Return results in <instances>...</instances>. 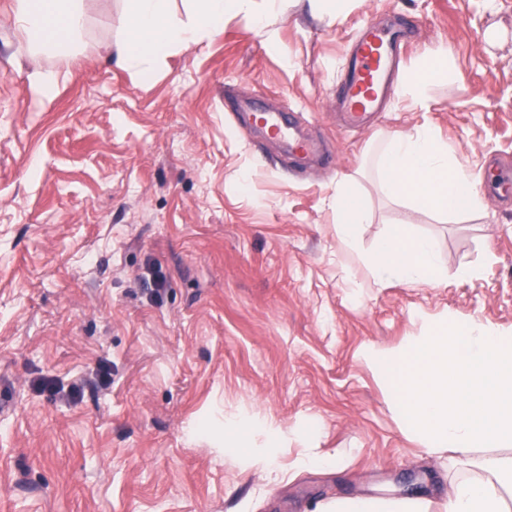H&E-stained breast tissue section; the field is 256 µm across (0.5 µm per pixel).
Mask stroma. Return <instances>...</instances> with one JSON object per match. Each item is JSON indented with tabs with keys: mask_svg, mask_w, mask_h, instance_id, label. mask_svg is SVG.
Segmentation results:
<instances>
[{
	"mask_svg": "<svg viewBox=\"0 0 512 512\" xmlns=\"http://www.w3.org/2000/svg\"><path fill=\"white\" fill-rule=\"evenodd\" d=\"M0 0V512H314L339 497L448 512L466 454L406 435L362 360L429 318L512 329V0H351L336 18L284 4L267 35L243 16L150 78L111 66L122 0H84L73 57L31 59ZM412 23L403 72L448 55L423 100L391 90L365 131L336 90L365 20ZM57 73L45 90L34 71ZM228 95L291 113L333 149L310 169L241 122ZM432 129L474 176L483 211L446 219L387 196L363 155L379 135ZM361 197L371 249L386 224L434 239L447 285H375L336 244L333 201ZM478 278L457 279L460 266ZM110 383L92 384L100 369ZM82 384L64 400L38 382ZM289 434L266 474L224 452ZM302 422L318 423L306 440ZM313 449L324 463L298 467ZM340 466H331V459Z\"/></svg>",
	"mask_w": 512,
	"mask_h": 512,
	"instance_id": "35a3bbf8",
	"label": "stroma"
}]
</instances>
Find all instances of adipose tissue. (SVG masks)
<instances>
[{
	"label": "adipose tissue",
	"mask_w": 512,
	"mask_h": 512,
	"mask_svg": "<svg viewBox=\"0 0 512 512\" xmlns=\"http://www.w3.org/2000/svg\"><path fill=\"white\" fill-rule=\"evenodd\" d=\"M84 0H15L14 23L31 55L65 53L81 38ZM128 33L110 47L116 66L150 77L175 50L200 41L223 26L233 12H245L252 28L263 29L278 0L264 9H245L244 0H191L178 15L169 0H123ZM374 175L382 189L415 209L442 217L476 213L483 200L470 171L447 142L419 127L394 135L378 151ZM336 237L375 281L412 288L447 282L435 242L387 225L371 251H361L359 227L368 215L349 190L336 194ZM362 358L384 385L404 432L434 453L480 452L477 474L451 481L448 512H512V331L477 318L435 321L405 347H366Z\"/></svg>",
	"instance_id": "obj_1"
}]
</instances>
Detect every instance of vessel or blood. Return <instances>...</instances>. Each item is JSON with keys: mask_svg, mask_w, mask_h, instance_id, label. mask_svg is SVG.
Instances as JSON below:
<instances>
[{"mask_svg": "<svg viewBox=\"0 0 512 512\" xmlns=\"http://www.w3.org/2000/svg\"><path fill=\"white\" fill-rule=\"evenodd\" d=\"M400 43V32L365 23L354 45L347 78L337 93L348 125L359 126L368 113L377 111L394 82ZM265 128L272 138L286 143L289 152L309 157L317 151L316 143L297 132L285 115H266Z\"/></svg>", "mask_w": 512, "mask_h": 512, "instance_id": "vessel-or-blood-1", "label": "vessel or blood"}]
</instances>
